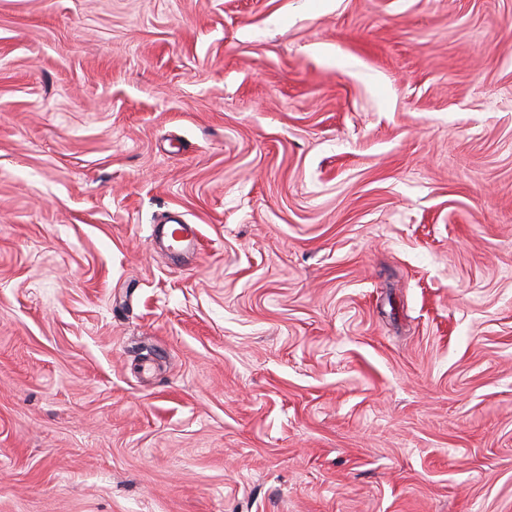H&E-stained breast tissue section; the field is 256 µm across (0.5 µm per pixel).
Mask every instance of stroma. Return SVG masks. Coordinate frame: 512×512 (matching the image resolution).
I'll use <instances>...</instances> for the list:
<instances>
[{"label":"stroma","instance_id":"35a3bbf8","mask_svg":"<svg viewBox=\"0 0 512 512\" xmlns=\"http://www.w3.org/2000/svg\"><path fill=\"white\" fill-rule=\"evenodd\" d=\"M0 512H512V0H0ZM169 224H156L152 238L159 239L167 255L181 256L195 253L198 246V230L194 224H183V221L171 220Z\"/></svg>","mask_w":512,"mask_h":512}]
</instances>
